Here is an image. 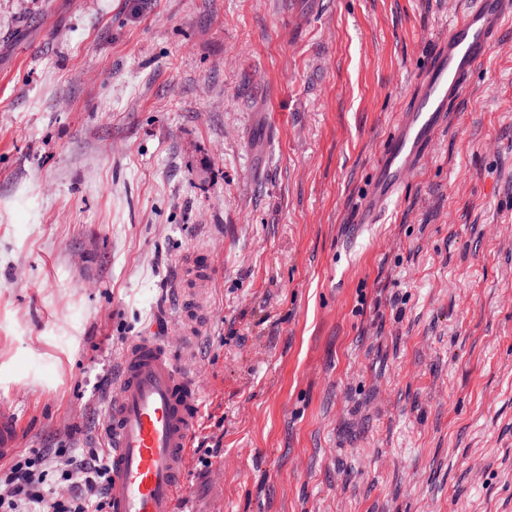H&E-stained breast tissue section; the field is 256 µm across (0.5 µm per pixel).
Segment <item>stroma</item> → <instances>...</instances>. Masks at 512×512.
I'll return each instance as SVG.
<instances>
[{
  "instance_id": "obj_1",
  "label": "stroma",
  "mask_w": 512,
  "mask_h": 512,
  "mask_svg": "<svg viewBox=\"0 0 512 512\" xmlns=\"http://www.w3.org/2000/svg\"><path fill=\"white\" fill-rule=\"evenodd\" d=\"M468 5L0 0L21 454L100 447L125 340L177 342L197 306L192 512H512V24L382 220L356 221Z\"/></svg>"
}]
</instances>
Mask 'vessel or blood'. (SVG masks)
Listing matches in <instances>:
<instances>
[{
	"label": "vessel or blood",
	"mask_w": 512,
	"mask_h": 512,
	"mask_svg": "<svg viewBox=\"0 0 512 512\" xmlns=\"http://www.w3.org/2000/svg\"><path fill=\"white\" fill-rule=\"evenodd\" d=\"M512 21V0H470L428 56L407 107L390 126L357 221L375 223L430 155L448 114ZM203 368L188 369L164 338L126 339L107 390L104 443L110 450V512H188L184 476L203 409ZM18 424L0 409V461L16 450Z\"/></svg>",
	"instance_id": "obj_1"
}]
</instances>
